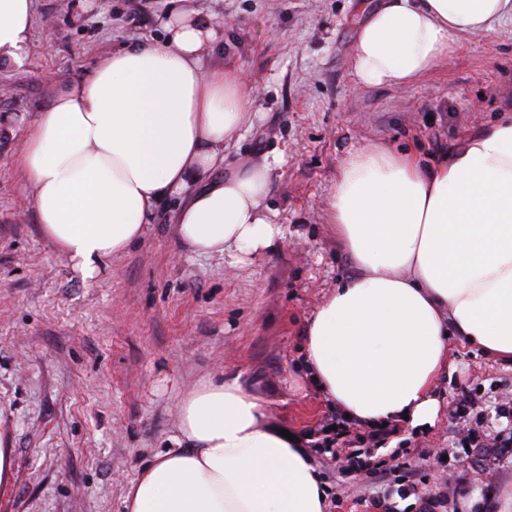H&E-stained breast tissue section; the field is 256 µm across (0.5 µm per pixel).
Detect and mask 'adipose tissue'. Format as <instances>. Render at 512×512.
Instances as JSON below:
<instances>
[{
  "mask_svg": "<svg viewBox=\"0 0 512 512\" xmlns=\"http://www.w3.org/2000/svg\"><path fill=\"white\" fill-rule=\"evenodd\" d=\"M32 2L0 0V57L27 44ZM507 20L512 0H382L358 31L355 76L413 82L458 35ZM164 32L59 81L18 159L43 233L87 275L175 196L178 237L195 253L238 263L284 237L265 203L270 166L214 174L251 107L234 72L203 65L218 26L173 9ZM328 212L359 273L306 326L308 377L356 424H434L430 387L448 368L450 335L512 360V110L428 164L384 146L349 154ZM179 416L176 447L130 486L128 512H325L306 449L264 426L238 383L200 386Z\"/></svg>",
  "mask_w": 512,
  "mask_h": 512,
  "instance_id": "1",
  "label": "adipose tissue"
}]
</instances>
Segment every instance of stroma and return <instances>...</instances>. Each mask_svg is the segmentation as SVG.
<instances>
[{
	"instance_id": "1",
	"label": "stroma",
	"mask_w": 512,
	"mask_h": 512,
	"mask_svg": "<svg viewBox=\"0 0 512 512\" xmlns=\"http://www.w3.org/2000/svg\"><path fill=\"white\" fill-rule=\"evenodd\" d=\"M379 0H33L28 44L0 59V446L10 483L0 512H125L129 487L178 436V404L195 387L238 380L265 423L299 438L331 415L304 379L303 333L315 308L357 269L336 242L328 201L340 161L378 144L436 157L471 127L512 108V22L490 36L457 37L448 57L399 87L366 86L353 71L356 34ZM222 24L210 66L234 71L251 115L224 149L221 175L270 164L266 199L286 237L271 252L229 263L183 247L178 201L94 277L42 232L15 164L58 80L75 78L135 39L160 40L171 8ZM481 396L492 430L512 394V362L453 344L432 392L439 417L400 425L382 458L444 449L458 496L448 512H497L512 494V448L458 458L453 398ZM327 512H377L361 497L389 496L416 512L400 484L423 472L390 469L340 486L314 458Z\"/></svg>"
}]
</instances>
